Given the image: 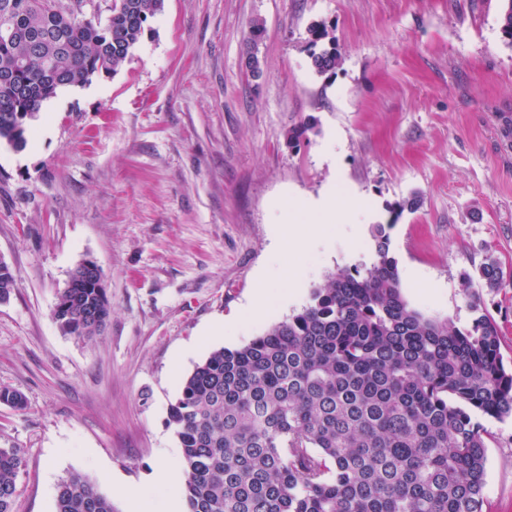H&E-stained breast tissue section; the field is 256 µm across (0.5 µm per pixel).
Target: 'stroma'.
I'll return each mask as SVG.
<instances>
[{
    "label": "stroma",
    "instance_id": "1",
    "mask_svg": "<svg viewBox=\"0 0 512 512\" xmlns=\"http://www.w3.org/2000/svg\"><path fill=\"white\" fill-rule=\"evenodd\" d=\"M501 0H165L115 74L58 92L24 149L0 146V257L19 287L0 303V447L24 452L13 512H55L69 473L93 480L117 512L124 487L179 455L168 410L195 365L301 309L312 288L352 265L331 245L292 288L284 253L264 319L235 324L268 268L271 226L310 223L327 193L371 197L368 224L390 227L402 292L426 316L471 324L478 293L512 362V48ZM263 20L258 45L248 42ZM326 25L341 55L318 75L307 29ZM257 53L262 73L246 67ZM313 123L297 146L289 130ZM418 197L415 211L397 203ZM112 304L91 340L52 312L83 259ZM474 276L463 288L462 275ZM484 512H512V417L487 419ZM478 275L484 281L486 287L491 290H499L507 286L503 269L494 260L483 263L478 268Z\"/></svg>",
    "mask_w": 512,
    "mask_h": 512
}]
</instances>
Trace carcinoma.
I'll return each mask as SVG.
<instances>
[{"label": "carcinoma", "instance_id": "obj_1", "mask_svg": "<svg viewBox=\"0 0 512 512\" xmlns=\"http://www.w3.org/2000/svg\"><path fill=\"white\" fill-rule=\"evenodd\" d=\"M165 0H0V142L19 149L30 122L64 87L109 75L151 31ZM499 28L512 48V0ZM311 64L336 69L334 39L307 29ZM390 224H374L370 263L342 267L309 301L248 344L213 351L169 407L181 448L188 512H483L488 433L512 417V368L497 324L471 296L470 327L424 316L405 300ZM478 275L506 287L494 260ZM18 288L0 266V302ZM53 310L67 335L91 340L112 313L106 293L78 279ZM94 308L102 320L79 311ZM0 405L26 408L0 385ZM20 448H0V512H13ZM55 512H117L95 483L71 474Z\"/></svg>", "mask_w": 512, "mask_h": 512}]
</instances>
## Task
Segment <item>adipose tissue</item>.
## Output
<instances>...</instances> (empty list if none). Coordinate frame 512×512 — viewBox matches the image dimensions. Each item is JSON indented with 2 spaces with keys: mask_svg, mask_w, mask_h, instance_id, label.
Here are the masks:
<instances>
[{
  "mask_svg": "<svg viewBox=\"0 0 512 512\" xmlns=\"http://www.w3.org/2000/svg\"><path fill=\"white\" fill-rule=\"evenodd\" d=\"M344 210L347 217L356 218L366 215L369 203L366 197L355 195L349 197L344 203H337L333 196H326L318 205V223L305 227L294 224H280L274 229L278 244L287 246L296 256H304L318 242L327 235L329 224L335 223L337 210Z\"/></svg>",
  "mask_w": 512,
  "mask_h": 512,
  "instance_id": "adipose-tissue-1",
  "label": "adipose tissue"
}]
</instances>
